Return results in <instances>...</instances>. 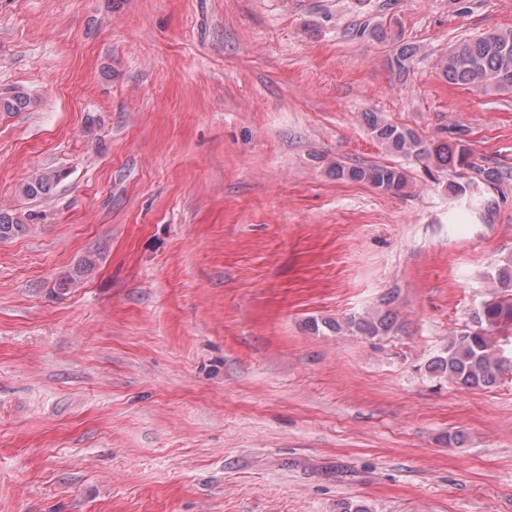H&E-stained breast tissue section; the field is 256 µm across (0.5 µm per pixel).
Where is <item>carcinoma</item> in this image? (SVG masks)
Listing matches in <instances>:
<instances>
[{
  "label": "carcinoma",
  "mask_w": 512,
  "mask_h": 512,
  "mask_svg": "<svg viewBox=\"0 0 512 512\" xmlns=\"http://www.w3.org/2000/svg\"><path fill=\"white\" fill-rule=\"evenodd\" d=\"M417 50L409 44L394 49L391 68L398 74L408 71ZM448 83L456 86L512 89V30L491 29L454 44L440 60ZM30 105L21 91L0 96V112H20ZM371 137L387 152L413 157L427 173L436 170L448 174V194L470 201L469 209L490 211L484 191L512 182V168L497 162L478 163L467 145L460 141L425 140L411 129L397 125L379 112L364 116ZM332 173L339 180L364 182L382 191L397 193L407 184L402 168L394 165L338 163ZM70 176L60 167L43 168L32 173L19 188L25 199L38 203L53 195ZM41 211H30L19 219L0 208V240L13 238L29 230V223L45 220ZM496 292L483 301L471 315V324L448 339V344L424 365V375L438 383L451 382L467 388L488 389L500 384L512 373V353L506 351L504 335L512 330V263L496 269L492 276ZM326 328L338 334L351 331L376 338L401 330L395 313L367 311L341 321H311V328Z\"/></svg>",
  "instance_id": "cac0c4a2"
}]
</instances>
